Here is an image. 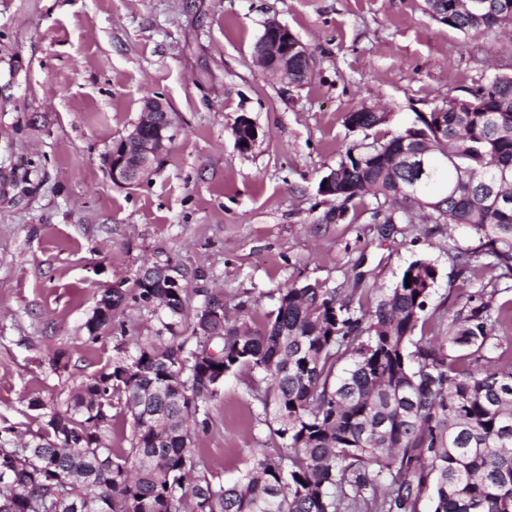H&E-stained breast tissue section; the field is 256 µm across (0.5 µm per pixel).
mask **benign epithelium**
Listing matches in <instances>:
<instances>
[{
  "mask_svg": "<svg viewBox=\"0 0 512 512\" xmlns=\"http://www.w3.org/2000/svg\"><path fill=\"white\" fill-rule=\"evenodd\" d=\"M260 39L265 51L253 56L256 67L286 73L293 64L303 69L311 66L308 48L278 20L264 22ZM175 136L176 116L171 106L156 95L143 98L140 116L132 130L112 146L105 159L112 183L129 185L143 171L156 167L170 152Z\"/></svg>",
  "mask_w": 512,
  "mask_h": 512,
  "instance_id": "1",
  "label": "benign epithelium"
}]
</instances>
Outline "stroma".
Returning a JSON list of instances; mask_svg holds the SVG:
<instances>
[{
    "label": "stroma",
    "mask_w": 512,
    "mask_h": 512,
    "mask_svg": "<svg viewBox=\"0 0 512 512\" xmlns=\"http://www.w3.org/2000/svg\"><path fill=\"white\" fill-rule=\"evenodd\" d=\"M271 17L311 52L307 82L254 66ZM497 74H512V40L439 23L425 0H0V424L38 429L31 399L63 401L111 363L112 338L90 341L83 324L103 288L146 263L199 272L196 287L259 321L294 281L360 273L385 290L422 256L438 272L430 308L452 312L484 282L457 277L466 231L417 220L384 238L368 201L327 224L318 182L353 145ZM149 94L178 116L172 151L148 181L116 186L104 158ZM372 105L388 123L346 125ZM243 116L259 128L245 153L232 134ZM250 385L227 377L198 436L227 481L274 443Z\"/></svg>",
    "instance_id": "obj_1"
}]
</instances>
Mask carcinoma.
Segmentation results:
<instances>
[{"instance_id": "carcinoma-1", "label": "carcinoma", "mask_w": 512, "mask_h": 512, "mask_svg": "<svg viewBox=\"0 0 512 512\" xmlns=\"http://www.w3.org/2000/svg\"><path fill=\"white\" fill-rule=\"evenodd\" d=\"M432 19L463 33L512 30V0H486L481 19L459 0H426ZM360 109L352 129L388 122ZM426 162L425 172L407 159ZM512 75L454 98L390 139L348 149L336 166L328 223L366 195L384 224L462 226L474 245L452 255L460 273L494 272L462 301L442 340L424 334L435 266L412 260L376 303L368 288L295 282L274 309L226 315L224 293L170 288L145 264L130 288H106L90 339L110 336L105 370L61 403L30 402L45 423L0 426V512H512V349L494 342L512 324ZM411 284H406V278ZM150 307L155 325L125 347L117 320ZM209 347L214 355L196 356ZM245 373L255 420L288 452L263 451L232 482L197 448L224 380ZM131 419L129 447L106 442L112 409Z\"/></svg>"}]
</instances>
